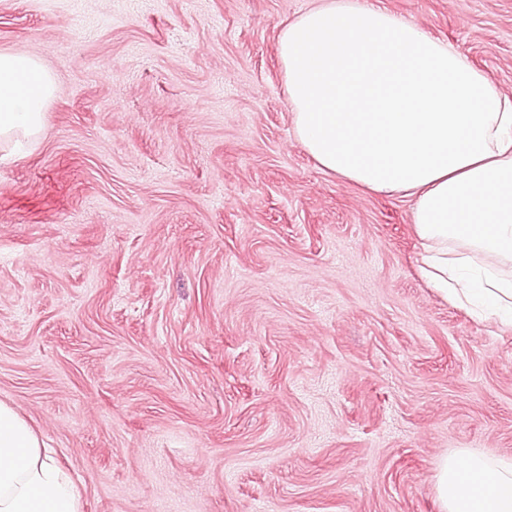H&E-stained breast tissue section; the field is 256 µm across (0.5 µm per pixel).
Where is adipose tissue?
Segmentation results:
<instances>
[{
  "label": "adipose tissue",
  "instance_id": "adipose-tissue-1",
  "mask_svg": "<svg viewBox=\"0 0 512 512\" xmlns=\"http://www.w3.org/2000/svg\"><path fill=\"white\" fill-rule=\"evenodd\" d=\"M296 134L323 170L415 200L421 271L512 322V96L453 44L369 0H322L277 42ZM56 83L0 52V142L37 137ZM491 257L477 267L473 254ZM442 512H512V460L463 449L436 470ZM81 491L0 403V512H79Z\"/></svg>",
  "mask_w": 512,
  "mask_h": 512
}]
</instances>
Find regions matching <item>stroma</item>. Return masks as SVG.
Wrapping results in <instances>:
<instances>
[{
	"label": "stroma",
	"mask_w": 512,
	"mask_h": 512,
	"mask_svg": "<svg viewBox=\"0 0 512 512\" xmlns=\"http://www.w3.org/2000/svg\"><path fill=\"white\" fill-rule=\"evenodd\" d=\"M319 2L0 0L57 83L0 148V401L81 512H440L442 457L512 458V324L295 134L277 38ZM375 3L512 95V0Z\"/></svg>",
	"instance_id": "35a3bbf8"
}]
</instances>
